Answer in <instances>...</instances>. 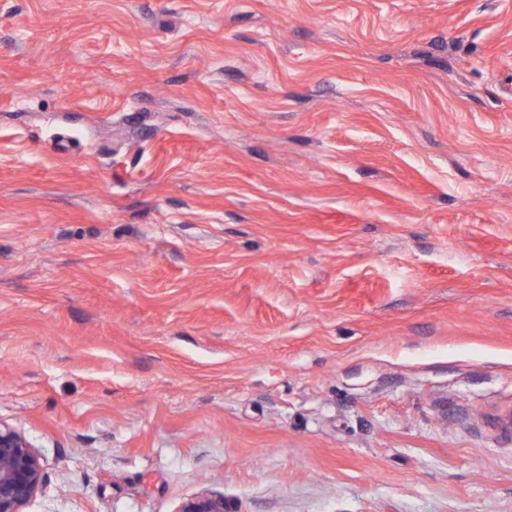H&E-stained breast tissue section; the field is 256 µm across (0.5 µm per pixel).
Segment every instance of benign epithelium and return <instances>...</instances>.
Masks as SVG:
<instances>
[{
	"mask_svg": "<svg viewBox=\"0 0 512 512\" xmlns=\"http://www.w3.org/2000/svg\"><path fill=\"white\" fill-rule=\"evenodd\" d=\"M44 481L35 447L18 429L0 422V512H24ZM180 512H224V499L203 496Z\"/></svg>",
	"mask_w": 512,
	"mask_h": 512,
	"instance_id": "obj_1",
	"label": "benign epithelium"
}]
</instances>
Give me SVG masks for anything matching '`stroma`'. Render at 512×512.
<instances>
[{
	"mask_svg": "<svg viewBox=\"0 0 512 512\" xmlns=\"http://www.w3.org/2000/svg\"><path fill=\"white\" fill-rule=\"evenodd\" d=\"M24 512H512V0H0Z\"/></svg>",
	"mask_w": 512,
	"mask_h": 512,
	"instance_id": "1",
	"label": "stroma"
}]
</instances>
